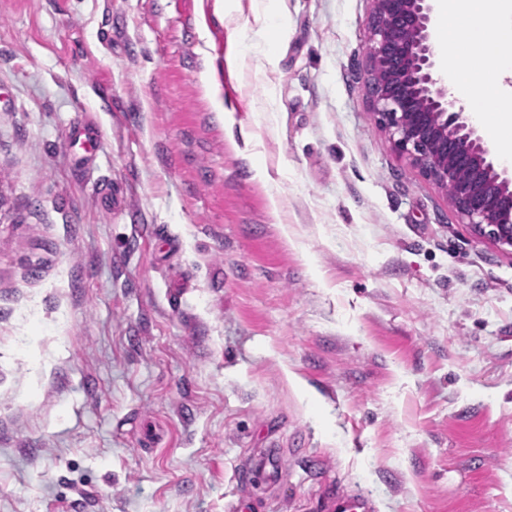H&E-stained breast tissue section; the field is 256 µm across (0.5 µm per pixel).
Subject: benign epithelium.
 Listing matches in <instances>:
<instances>
[{
  "label": "benign epithelium",
  "mask_w": 512,
  "mask_h": 512,
  "mask_svg": "<svg viewBox=\"0 0 512 512\" xmlns=\"http://www.w3.org/2000/svg\"><path fill=\"white\" fill-rule=\"evenodd\" d=\"M433 0H374L368 94L393 148L441 187L479 235L512 248V176L435 77ZM467 172L464 179L458 173Z\"/></svg>",
  "instance_id": "7a95c632"
}]
</instances>
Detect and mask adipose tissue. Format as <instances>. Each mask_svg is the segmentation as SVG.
<instances>
[{
    "label": "adipose tissue",
    "instance_id": "ef3b65f1",
    "mask_svg": "<svg viewBox=\"0 0 512 512\" xmlns=\"http://www.w3.org/2000/svg\"><path fill=\"white\" fill-rule=\"evenodd\" d=\"M444 38L474 64L450 73L448 88L469 106L474 120L512 162V61L500 44L512 35V6L502 0H443Z\"/></svg>",
    "mask_w": 512,
    "mask_h": 512
}]
</instances>
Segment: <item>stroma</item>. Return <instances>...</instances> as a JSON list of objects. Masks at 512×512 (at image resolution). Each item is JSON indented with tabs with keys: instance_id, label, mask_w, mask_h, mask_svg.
<instances>
[{
	"instance_id": "35a3bbf8",
	"label": "stroma",
	"mask_w": 512,
	"mask_h": 512,
	"mask_svg": "<svg viewBox=\"0 0 512 512\" xmlns=\"http://www.w3.org/2000/svg\"><path fill=\"white\" fill-rule=\"evenodd\" d=\"M252 2L0 0V512H512V249L378 124L372 0L270 62Z\"/></svg>"
}]
</instances>
